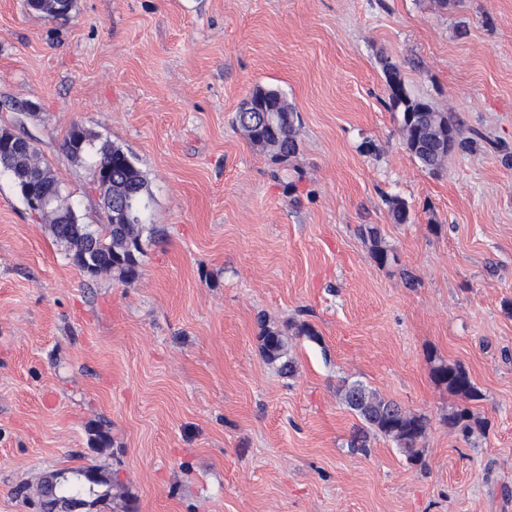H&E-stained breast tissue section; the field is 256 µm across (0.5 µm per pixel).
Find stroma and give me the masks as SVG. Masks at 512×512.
<instances>
[{
  "mask_svg": "<svg viewBox=\"0 0 512 512\" xmlns=\"http://www.w3.org/2000/svg\"><path fill=\"white\" fill-rule=\"evenodd\" d=\"M384 56L475 153L422 170ZM259 86L299 116L288 161L236 125ZM76 126L132 157L154 229L136 280L87 278L0 171V512L88 466L112 480L98 512H512V0H0V130L102 224ZM261 316L318 333L289 337L295 376L264 359ZM433 357L469 372L487 433L448 427L464 402ZM345 380L429 418L422 464L378 435L349 450ZM92 145L93 141L86 131L79 127H73L64 143V149L69 157L80 159L81 155ZM361 234L364 239H367L369 242V251L373 260L379 266H386L390 261V254L389 250L384 245L377 228H364L361 230Z\"/></svg>",
  "mask_w": 512,
  "mask_h": 512,
  "instance_id": "35a3bbf8",
  "label": "stroma"
}]
</instances>
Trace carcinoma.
<instances>
[{"instance_id": "obj_1", "label": "carcinoma", "mask_w": 512, "mask_h": 512, "mask_svg": "<svg viewBox=\"0 0 512 512\" xmlns=\"http://www.w3.org/2000/svg\"><path fill=\"white\" fill-rule=\"evenodd\" d=\"M383 73L388 90V108L399 114L400 126L410 156L431 174L438 172L448 158V151L439 148L431 138L436 128L457 132L458 122L448 114L435 110L428 102L413 96L407 89L404 76L397 64L382 59ZM253 112L236 114L238 126L249 125L248 138L256 146L272 153L274 160L285 162L299 149L297 114L282 111V104L273 93L259 92L253 99ZM93 145L90 135L79 127L69 133L64 149L74 159L81 158ZM94 170L112 166V184L109 189L119 197L138 198L149 190L142 172L131 157L121 148L103 143L95 151ZM15 184L26 183L38 189L59 187L51 168L37 160L36 149L12 159L7 167ZM150 204L142 206L139 224H51L56 240L66 247L70 262L78 270L95 278L103 272H115L123 281L139 275L142 254L141 240L148 230L146 221ZM369 242L373 260L380 266L390 261V254L378 230L367 227L361 230ZM260 349L265 359L278 365L288 376L294 373V362L288 356V339L282 332L264 323L260 324ZM434 381L448 392L467 400H476L480 394L468 371L459 363L440 359L431 368ZM341 400L355 412L363 428L356 430L349 441V448L362 454L369 452V434L381 435L391 440L413 464L422 462L421 444L426 438L430 420L423 414L405 410L397 403L379 396L360 381H354L341 390ZM448 424L469 436L473 428H484L481 420L468 408H459L448 414Z\"/></svg>"}]
</instances>
